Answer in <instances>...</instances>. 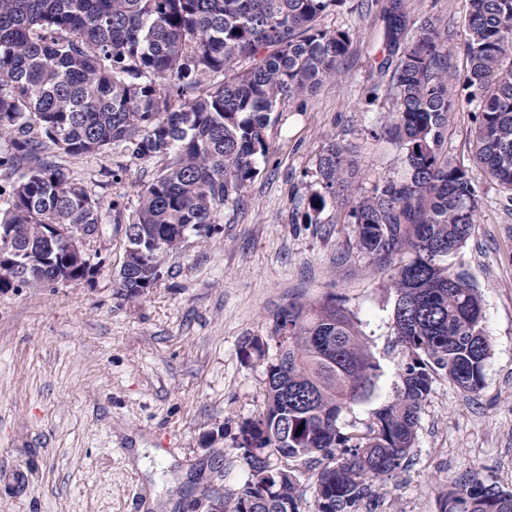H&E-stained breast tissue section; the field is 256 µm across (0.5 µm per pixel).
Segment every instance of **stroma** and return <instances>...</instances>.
I'll list each match as a JSON object with an SVG mask.
<instances>
[{"mask_svg":"<svg viewBox=\"0 0 512 512\" xmlns=\"http://www.w3.org/2000/svg\"><path fill=\"white\" fill-rule=\"evenodd\" d=\"M391 0H344L320 25L355 39L339 73L310 96L281 104L266 157L245 192L224 206L217 232L190 234L170 254L155 288L121 298L115 275L127 247L104 219L92 247L103 265L93 282L0 293V512H195L204 489L245 480L231 446L238 421L256 415L264 366L244 343L266 337L277 311L333 298L356 312L379 365L371 397L343 427L362 426L401 387L405 349L393 328L388 288L400 258L361 252L347 206L317 224H295L332 139L355 151L350 194H369L400 175L402 152L381 129L392 110L384 15ZM407 22L438 15L454 31L462 74L469 0H401ZM474 118L455 112L447 156L464 166L479 196L474 231L457 257L479 289L492 348L483 388L463 392L438 377L420 413L415 447L392 476L374 480L361 512H439L442 491L469 469L512 489V202L473 161ZM124 162L120 182L104 169ZM72 179L125 214L161 159L61 156ZM226 438L206 444L210 432Z\"/></svg>","mask_w":512,"mask_h":512,"instance_id":"35a3bbf8","label":"stroma"}]
</instances>
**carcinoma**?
<instances>
[{
    "mask_svg": "<svg viewBox=\"0 0 512 512\" xmlns=\"http://www.w3.org/2000/svg\"><path fill=\"white\" fill-rule=\"evenodd\" d=\"M342 0H0V168L17 173L0 203V292L96 273L50 224L92 235L101 203L67 176L57 153L90 157L120 147L133 159L170 158L143 185L135 215L112 221L142 253L122 264L121 297H142L186 234L217 230L224 204L259 174L266 130L281 102L314 94L339 69L349 30L320 27ZM393 0L380 64L393 112L384 133L403 151V173L359 197L348 217L356 246L375 256L407 255L392 281L394 331L406 349L396 398L362 429L341 414L373 391L378 364L357 314L328 298L292 304L266 342H246L265 361L261 411L238 424L232 448L244 483L217 493L220 512H301L297 466L318 469L317 512H358L370 480L397 469L414 448L419 415L442 374L480 391L491 347L484 307L456 258L471 237L479 198L468 171L443 158L453 112H475L474 160L512 201V0H470L463 52L465 98L448 84L453 32L441 18L419 21L412 41ZM351 149L331 140L319 157L317 188L294 224H319L328 203L351 187ZM295 463L274 466L272 455ZM439 512H512L504 491L475 470L443 493Z\"/></svg>",
    "mask_w": 512,
    "mask_h": 512,
    "instance_id": "obj_1",
    "label": "carcinoma"
}]
</instances>
